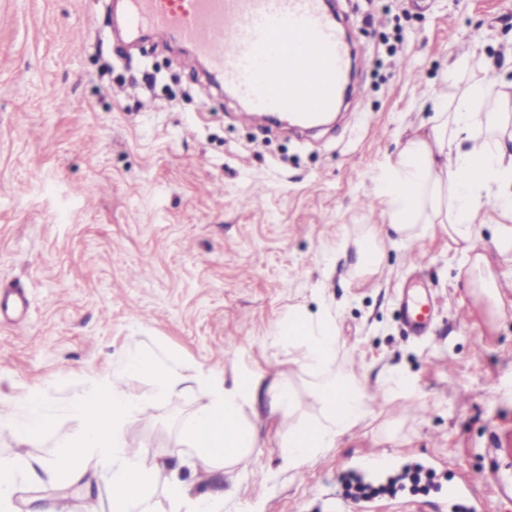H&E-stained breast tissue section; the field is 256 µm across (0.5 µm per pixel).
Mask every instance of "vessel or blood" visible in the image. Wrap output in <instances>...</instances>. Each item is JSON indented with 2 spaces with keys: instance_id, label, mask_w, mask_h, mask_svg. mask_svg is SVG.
Segmentation results:
<instances>
[{
  "instance_id": "b4317fda",
  "label": "vessel or blood",
  "mask_w": 512,
  "mask_h": 512,
  "mask_svg": "<svg viewBox=\"0 0 512 512\" xmlns=\"http://www.w3.org/2000/svg\"><path fill=\"white\" fill-rule=\"evenodd\" d=\"M128 30L190 45L212 75L248 105L253 122L291 112L302 121L336 106L351 63L344 32L323 0H124ZM433 302L406 299L408 330L423 334ZM17 289H0V318L24 311ZM492 455L512 470V430L495 431Z\"/></svg>"
}]
</instances>
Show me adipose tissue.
Segmentation results:
<instances>
[{
	"instance_id": "1",
	"label": "adipose tissue",
	"mask_w": 512,
	"mask_h": 512,
	"mask_svg": "<svg viewBox=\"0 0 512 512\" xmlns=\"http://www.w3.org/2000/svg\"><path fill=\"white\" fill-rule=\"evenodd\" d=\"M489 93L484 81L475 80L455 101L439 100L429 132L409 138L378 175L387 221L356 239L359 275L379 271L383 240H409L419 225L437 226L461 245L468 284L481 289L488 300H499L497 279L485 255L476 250L475 218L484 200L494 199L506 217L497 227L495 248L500 255L512 254V114L478 111ZM275 339L313 377L312 394L320 406L318 417L280 436L283 466L299 472L318 452L338 447L367 417L369 398L356 376L338 363L330 310L312 314L300 306L290 309ZM140 374L154 380L150 397L134 395L121 385L123 377ZM187 389L196 390L201 399L180 425V443L188 460L209 474L231 469L259 446L261 432L246 411L261 403L278 419L296 405L293 389L281 377L237 376L228 382L223 374L204 367L183 374L151 350L129 353L112 370L88 375L84 392L71 401L69 409L83 427L68 450L24 464L0 455V512H16L19 476L38 486L49 482L86 488L107 457L113 464L109 512H157L160 492L154 486V469L129 452L126 427L145 400H169ZM52 424L45 396L37 390L17 400L12 410H0V431L25 442L39 440ZM161 494L168 512H222L225 497L234 491L195 493L175 469Z\"/></svg>"
}]
</instances>
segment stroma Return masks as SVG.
<instances>
[{
  "label": "stroma",
  "instance_id": "35a3bbf8",
  "mask_svg": "<svg viewBox=\"0 0 512 512\" xmlns=\"http://www.w3.org/2000/svg\"><path fill=\"white\" fill-rule=\"evenodd\" d=\"M115 3L0 0V285L28 299L22 321L0 320V409L39 389L53 416L24 451L0 433V454L58 453L82 429L68 407L87 375L150 348L189 373L279 375L297 392L288 418L258 416L263 443L231 474L194 478L199 493L237 483L223 512H323L348 488L368 512H398L394 470L360 467L375 455L416 467L417 512H453L442 487L476 471L480 512H512L488 448L512 428V256L494 247L503 216L489 200L476 219L496 315L463 288V255L437 227L384 243L379 274L354 269L355 239L386 221L377 174L429 130L434 99L473 79L448 85L455 58L485 64L492 90L512 84V0H332L364 94L308 137L255 125L194 54L127 38ZM129 60L160 70L154 95ZM412 285L437 302L423 337L400 316ZM296 305L337 308L339 362L372 397L342 446L299 475L282 469L278 434L318 407L311 377L271 338ZM394 373L405 386L383 395ZM123 385L145 398L128 443L162 466L200 396L154 403L151 376Z\"/></svg>",
  "mask_w": 512,
  "mask_h": 512
}]
</instances>
